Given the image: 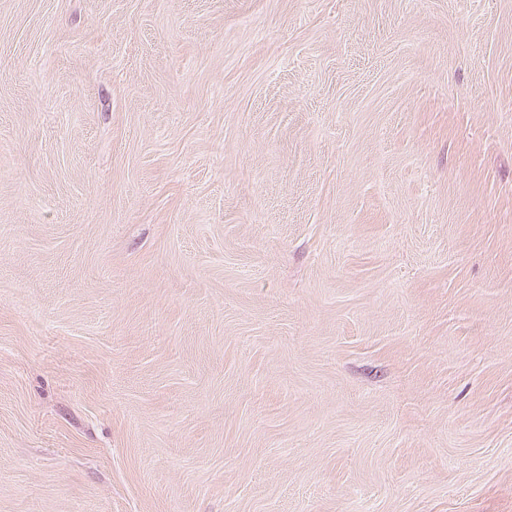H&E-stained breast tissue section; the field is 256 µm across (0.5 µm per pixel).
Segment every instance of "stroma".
I'll list each match as a JSON object with an SVG mask.
<instances>
[{"instance_id":"35a3bbf8","label":"stroma","mask_w":512,"mask_h":512,"mask_svg":"<svg viewBox=\"0 0 512 512\" xmlns=\"http://www.w3.org/2000/svg\"><path fill=\"white\" fill-rule=\"evenodd\" d=\"M0 512H512V0H0Z\"/></svg>"}]
</instances>
